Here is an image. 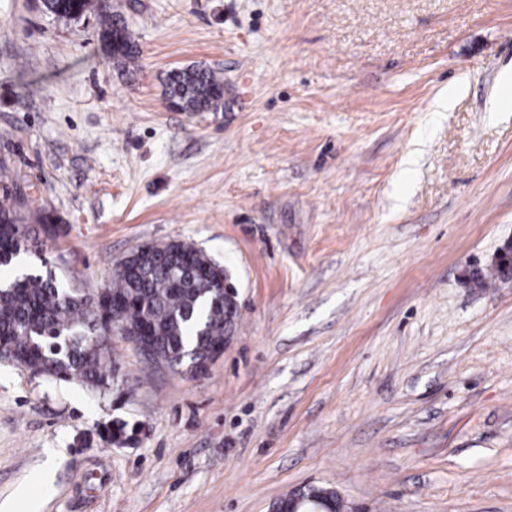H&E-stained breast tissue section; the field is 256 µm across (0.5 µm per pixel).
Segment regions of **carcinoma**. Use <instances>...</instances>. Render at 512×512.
I'll list each match as a JSON object with an SVG mask.
<instances>
[{"mask_svg":"<svg viewBox=\"0 0 512 512\" xmlns=\"http://www.w3.org/2000/svg\"><path fill=\"white\" fill-rule=\"evenodd\" d=\"M45 9L63 19L87 9L96 14L100 40L114 64L134 54L131 33L112 10V0H43ZM165 95L183 112L224 110V76L205 67L171 72ZM29 218L26 194L18 181L0 183V269L22 253H43V242L25 234ZM132 274L115 266L107 297L124 299V319H147L150 340L172 366L202 365L224 345V294L217 286L224 269L206 262L185 242L149 245L133 256ZM112 332V306L95 296L77 294L58 282L55 272L24 273L0 283V342L18 362L56 381L77 380L108 391L114 384L112 359L104 343Z\"/></svg>","mask_w":512,"mask_h":512,"instance_id":"obj_1","label":"carcinoma"}]
</instances>
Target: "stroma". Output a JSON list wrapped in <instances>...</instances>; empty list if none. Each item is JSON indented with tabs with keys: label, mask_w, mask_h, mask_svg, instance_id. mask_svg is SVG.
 Wrapping results in <instances>:
<instances>
[{
	"label": "stroma",
	"mask_w": 512,
	"mask_h": 512,
	"mask_svg": "<svg viewBox=\"0 0 512 512\" xmlns=\"http://www.w3.org/2000/svg\"><path fill=\"white\" fill-rule=\"evenodd\" d=\"M112 2L120 67L96 18L0 0V159L57 227L23 260L93 295L187 242L230 273L236 328L203 377L113 337L106 392L0 361V503L270 512L312 485L512 512V0ZM193 65L223 111L168 109ZM118 420L134 444L101 442Z\"/></svg>",
	"instance_id": "stroma-1"
}]
</instances>
